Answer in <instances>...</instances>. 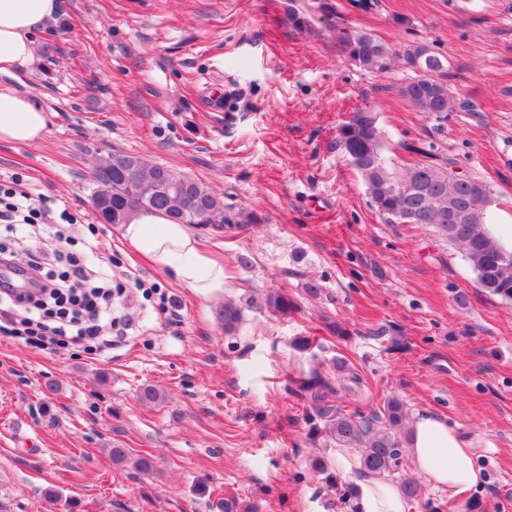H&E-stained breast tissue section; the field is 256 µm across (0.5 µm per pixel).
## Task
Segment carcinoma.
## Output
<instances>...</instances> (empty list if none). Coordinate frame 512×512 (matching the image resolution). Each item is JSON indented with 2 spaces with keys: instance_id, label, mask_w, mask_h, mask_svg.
<instances>
[{
  "instance_id": "obj_1",
  "label": "carcinoma",
  "mask_w": 512,
  "mask_h": 512,
  "mask_svg": "<svg viewBox=\"0 0 512 512\" xmlns=\"http://www.w3.org/2000/svg\"><path fill=\"white\" fill-rule=\"evenodd\" d=\"M332 30L337 53L358 68L383 74L399 61L410 70L413 76L398 87V92L418 111L445 121L448 113L462 107L448 85L447 57L424 44L396 49L370 33L348 27L339 16ZM354 113L363 117L342 123L338 141L344 151L350 152V163L360 175L375 211L388 224L434 228L462 250L479 287L512 301V252H506L483 227L492 203L489 187L470 176L460 177L448 169V161L420 149L417 153L422 160L396 172L385 156L378 113L369 106L357 108ZM94 181L93 207L99 211L103 203H110L109 224H126L141 213H158L178 224L216 233L229 224L223 200L205 183L137 156L118 152L100 156ZM453 213L460 223H448V215ZM263 305L284 318L297 310L294 299L280 290L266 293ZM223 319L224 332L233 333L243 314L228 302L224 304ZM293 383L336 447L357 452L359 473L384 474L402 466L397 432L406 420V411L401 400L389 398L371 415L337 406L335 400L342 398V393H355L363 386L360 374L344 361L335 364L331 374L301 368Z\"/></svg>"
}]
</instances>
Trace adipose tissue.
<instances>
[{
    "label": "adipose tissue",
    "mask_w": 512,
    "mask_h": 512,
    "mask_svg": "<svg viewBox=\"0 0 512 512\" xmlns=\"http://www.w3.org/2000/svg\"><path fill=\"white\" fill-rule=\"evenodd\" d=\"M59 11L60 0H0V74L31 63L37 35ZM47 122L46 113L26 95L0 88V141H40ZM122 236L203 300L223 294L227 286L223 260L206 249L188 225L159 214H141L123 225ZM406 448L414 473L433 487L463 492L481 480L468 442L436 414L413 416ZM352 504L355 512H411L401 487L377 475L357 482Z\"/></svg>",
    "instance_id": "1"
}]
</instances>
